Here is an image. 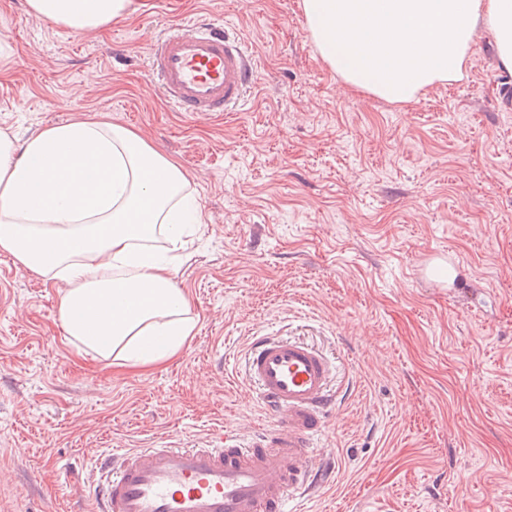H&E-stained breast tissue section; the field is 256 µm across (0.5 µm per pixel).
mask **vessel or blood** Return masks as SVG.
Returning <instances> with one entry per match:
<instances>
[{
    "instance_id": "vessel-or-blood-1",
    "label": "vessel or blood",
    "mask_w": 512,
    "mask_h": 512,
    "mask_svg": "<svg viewBox=\"0 0 512 512\" xmlns=\"http://www.w3.org/2000/svg\"><path fill=\"white\" fill-rule=\"evenodd\" d=\"M147 68L164 100L192 116L235 111L257 82L241 38L203 20L165 29ZM245 372L270 426L247 438L227 429L205 447L170 442L101 456L95 512H288L290 501L317 492L310 458L336 400L334 363L304 342L266 335L249 343Z\"/></svg>"
}]
</instances>
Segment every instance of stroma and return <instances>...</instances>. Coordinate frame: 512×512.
Here are the masks:
<instances>
[{
    "instance_id": "obj_1",
    "label": "stroma",
    "mask_w": 512,
    "mask_h": 512,
    "mask_svg": "<svg viewBox=\"0 0 512 512\" xmlns=\"http://www.w3.org/2000/svg\"><path fill=\"white\" fill-rule=\"evenodd\" d=\"M199 16L250 44L247 111H172L149 78L157 34ZM506 76L480 30L461 79L387 102L322 60L301 0H142L89 33L0 0V131L130 127L204 212L176 263L195 334L148 372L86 354L59 319L63 284L0 253V512H92L78 487L102 453L265 425L241 359L276 332L340 365L319 447L336 469L292 512H512Z\"/></svg>"
}]
</instances>
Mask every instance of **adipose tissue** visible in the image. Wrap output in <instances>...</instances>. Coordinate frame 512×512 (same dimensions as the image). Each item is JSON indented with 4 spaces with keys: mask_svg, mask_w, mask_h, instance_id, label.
Returning <instances> with one entry per match:
<instances>
[{
    "mask_svg": "<svg viewBox=\"0 0 512 512\" xmlns=\"http://www.w3.org/2000/svg\"><path fill=\"white\" fill-rule=\"evenodd\" d=\"M75 33L137 12L139 0H26ZM322 58L351 86L406 103L457 79L478 23L512 68V0H302ZM184 173L135 130L55 125L24 144L0 134V251L64 282L66 333L113 365L173 361L194 334L174 259L204 222Z\"/></svg>",
    "mask_w": 512,
    "mask_h": 512,
    "instance_id": "ef3b65f1",
    "label": "adipose tissue"
}]
</instances>
